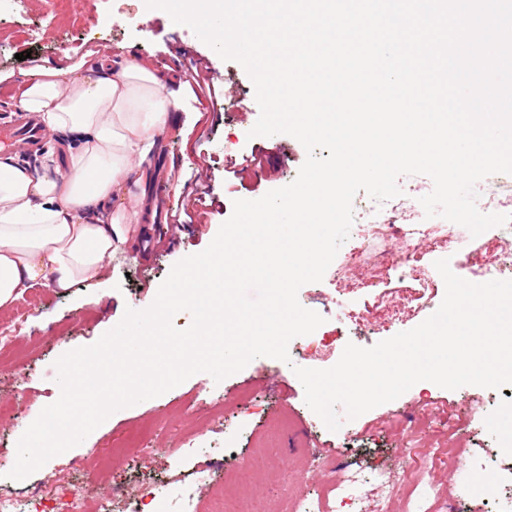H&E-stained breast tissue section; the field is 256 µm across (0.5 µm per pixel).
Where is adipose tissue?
Instances as JSON below:
<instances>
[{"label":"adipose tissue","instance_id":"adipose-tissue-1","mask_svg":"<svg viewBox=\"0 0 512 512\" xmlns=\"http://www.w3.org/2000/svg\"><path fill=\"white\" fill-rule=\"evenodd\" d=\"M13 81L45 134L82 142L62 156L47 150L35 167L0 154V310L34 286L66 291L100 276L152 218L143 165L171 111L194 109L189 77L99 49L33 63L19 80L0 71V84Z\"/></svg>","mask_w":512,"mask_h":512}]
</instances>
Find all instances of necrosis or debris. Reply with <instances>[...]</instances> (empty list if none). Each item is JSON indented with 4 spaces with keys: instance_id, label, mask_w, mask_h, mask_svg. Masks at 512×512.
Returning a JSON list of instances; mask_svg holds the SVG:
<instances>
[{
    "instance_id": "obj_1",
    "label": "necrosis or debris",
    "mask_w": 512,
    "mask_h": 512,
    "mask_svg": "<svg viewBox=\"0 0 512 512\" xmlns=\"http://www.w3.org/2000/svg\"><path fill=\"white\" fill-rule=\"evenodd\" d=\"M360 219L359 238H380L386 240L387 246L372 253L351 249L345 256L347 266L369 263L389 269L401 278L410 274L417 278L419 287L414 294L403 297L401 305L390 304L385 309L386 324H399L433 295L437 283L434 271L421 265L419 248L450 257L460 251L461 236L456 229L440 224L400 222L395 211L383 205L364 208ZM336 489L337 499L350 502L361 512H391L399 492L390 472L379 471L369 478L347 466L339 472ZM83 508L80 492L68 483H57L49 495L39 490H0V512H82Z\"/></svg>"
}]
</instances>
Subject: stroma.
<instances>
[{
  "instance_id": "1",
  "label": "stroma",
  "mask_w": 512,
  "mask_h": 512,
  "mask_svg": "<svg viewBox=\"0 0 512 512\" xmlns=\"http://www.w3.org/2000/svg\"><path fill=\"white\" fill-rule=\"evenodd\" d=\"M134 52L145 61L170 63L191 75L204 65L216 92L193 96L207 116L192 123L172 111L150 158L143 188L156 219L120 247L98 279L67 293L35 287L0 312V487L50 491L74 484L85 512H98L114 487L153 483L159 498L179 502V480L199 493L190 512H209L213 494L242 465L263 471L274 464L278 482L266 485L262 502L240 501L236 512H280L295 498L328 492L332 466L366 473L386 468L406 498L423 512H496L484 490H499L512 474V449L501 447L490 421L512 418L506 389L467 385L455 390L410 388L398 399L327 429L306 404L295 367L327 369L347 344L371 347L392 337L376 309L379 293L399 297L413 291L415 277L370 268L342 273L336 255L321 281L298 292L300 304L324 318L313 333L289 344V361L252 360L222 380L197 373L165 393L114 411L80 444L50 458L25 479L8 478L17 442L41 411L57 401L56 361L95 344L126 309L154 303L160 284L185 257L205 250L229 219L237 199L256 200L292 183L306 159L302 144L287 134L251 136L259 117L254 85L241 64L223 60L186 25L147 8L145 0H0V71L22 74L31 62L56 61L89 47ZM201 176L208 191L207 214L198 224H173L182 212L185 182ZM366 320L351 321L352 310ZM290 419L287 433L273 427ZM194 439L191 455L175 457L181 442ZM81 459L84 470L71 468ZM467 496H459L464 484Z\"/></svg>"
}]
</instances>
